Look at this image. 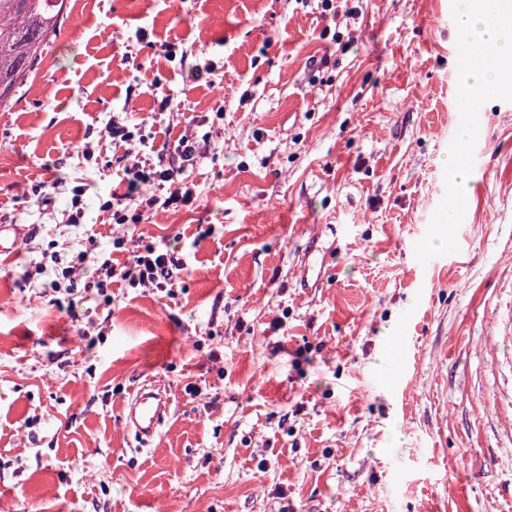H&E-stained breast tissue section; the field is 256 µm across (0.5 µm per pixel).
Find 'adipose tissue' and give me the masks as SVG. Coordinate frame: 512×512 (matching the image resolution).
<instances>
[{
	"instance_id": "1",
	"label": "adipose tissue",
	"mask_w": 512,
	"mask_h": 512,
	"mask_svg": "<svg viewBox=\"0 0 512 512\" xmlns=\"http://www.w3.org/2000/svg\"><path fill=\"white\" fill-rule=\"evenodd\" d=\"M463 51L472 53L462 100L496 92L512 79V0H457Z\"/></svg>"
}]
</instances>
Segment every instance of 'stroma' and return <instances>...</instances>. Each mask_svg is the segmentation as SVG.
Returning a JSON list of instances; mask_svg holds the SVG:
<instances>
[{"mask_svg":"<svg viewBox=\"0 0 512 512\" xmlns=\"http://www.w3.org/2000/svg\"><path fill=\"white\" fill-rule=\"evenodd\" d=\"M456 49L448 0H69L0 110V512H512V90L460 105ZM465 126L470 207L428 261ZM185 134L191 204L100 211ZM116 237L177 250L171 291L41 293L51 255L126 264ZM170 396L156 385H142L133 395L125 420L144 444L159 433L168 412Z\"/></svg>","mask_w":512,"mask_h":512,"instance_id":"obj_1","label":"stroma"}]
</instances>
